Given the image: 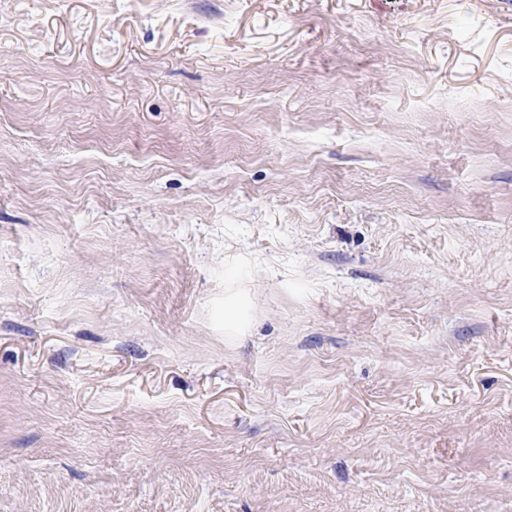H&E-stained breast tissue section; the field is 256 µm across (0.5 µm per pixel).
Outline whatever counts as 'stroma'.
Instances as JSON below:
<instances>
[{
	"mask_svg": "<svg viewBox=\"0 0 512 512\" xmlns=\"http://www.w3.org/2000/svg\"><path fill=\"white\" fill-rule=\"evenodd\" d=\"M0 512H512V0H0Z\"/></svg>",
	"mask_w": 512,
	"mask_h": 512,
	"instance_id": "1",
	"label": "stroma"
}]
</instances>
